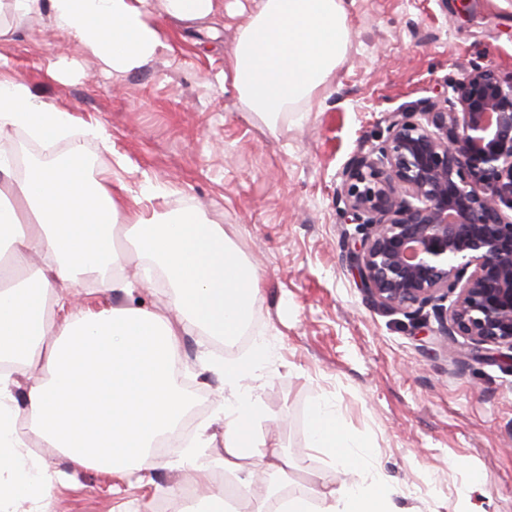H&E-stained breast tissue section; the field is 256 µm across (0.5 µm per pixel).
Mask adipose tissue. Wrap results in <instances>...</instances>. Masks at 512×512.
<instances>
[{
    "label": "adipose tissue",
    "instance_id": "ef3b65f1",
    "mask_svg": "<svg viewBox=\"0 0 512 512\" xmlns=\"http://www.w3.org/2000/svg\"><path fill=\"white\" fill-rule=\"evenodd\" d=\"M144 0H49L53 25L78 38L116 73L146 65L161 40L148 22ZM350 26L344 0H256L227 54L224 76L243 111L276 130L288 114L311 111L344 62ZM24 130L44 148L68 140L49 164L17 172L0 149V512H49L50 488L64 472H47L17 429L19 411L71 467L112 472L151 464L157 438L173 432L190 400L173 377L182 334L229 338L247 325L261 291L257 269L218 225L195 209L168 210L160 190L146 186L125 198L93 178L84 146L73 138L69 111L38 99L17 76L0 75V139ZM129 247H114L115 231ZM165 275V308L73 310L60 286L81 287L96 275L101 290L133 293ZM271 359L255 344L245 357L215 364L224 378V469L236 495L217 492L196 512H239L256 473L277 484L287 479L286 455L268 453L254 433L258 398L249 384ZM39 364L47 381L16 397L14 369ZM311 445L333 466L363 473L362 482L331 491L317 508L314 494L284 499L280 512H394L392 491L375 472L365 445L340 422L334 405L310 412Z\"/></svg>",
    "mask_w": 512,
    "mask_h": 512
}]
</instances>
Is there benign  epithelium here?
<instances>
[{"mask_svg": "<svg viewBox=\"0 0 512 512\" xmlns=\"http://www.w3.org/2000/svg\"><path fill=\"white\" fill-rule=\"evenodd\" d=\"M452 91L390 113L385 144L347 163L341 200L365 232L346 260L375 309L431 305L444 340L512 352V80L475 68Z\"/></svg>", "mask_w": 512, "mask_h": 512, "instance_id": "benign-epithelium-1", "label": "benign epithelium"}]
</instances>
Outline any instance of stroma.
<instances>
[{
	"mask_svg": "<svg viewBox=\"0 0 512 512\" xmlns=\"http://www.w3.org/2000/svg\"><path fill=\"white\" fill-rule=\"evenodd\" d=\"M223 2L209 29L188 34L169 19L165 0H147L163 46L122 74L56 30L44 11L0 45V70L71 111L76 124L106 128L110 148L85 145L92 177L133 195L149 184L164 191L168 208H196L261 274L242 335L180 338L177 363L194 406L181 442L207 426L206 455L223 458L216 410L224 379L205 363L235 359L262 340L274 356L252 382L261 405L255 428L267 448L288 455L290 481L274 493L255 480L247 503L277 512L290 495L358 481L310 446V411L324 398L369 446L398 512H512V363L468 358L463 338L443 343L432 308L413 318L367 304L345 259L361 229L340 198L351 157L386 139L387 113L447 94L476 67L512 78V0H345L350 46L332 92L301 124L274 133L242 111L224 80L251 0ZM165 292L158 279L130 296L103 292L88 277L78 304L151 308ZM33 452L48 472L69 473L51 488L52 512H156L181 482H194L202 497L234 484L218 468L193 477L176 466L174 448L127 477L70 467L60 449L41 443Z\"/></svg>",
	"mask_w": 512,
	"mask_h": 512,
	"instance_id": "obj_1",
	"label": "stroma"
}]
</instances>
